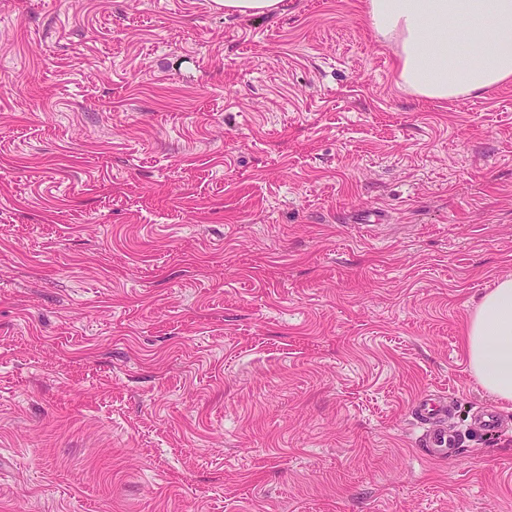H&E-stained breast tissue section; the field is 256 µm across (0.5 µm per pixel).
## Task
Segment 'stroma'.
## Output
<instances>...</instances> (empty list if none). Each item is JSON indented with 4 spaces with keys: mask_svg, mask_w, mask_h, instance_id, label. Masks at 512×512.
<instances>
[{
    "mask_svg": "<svg viewBox=\"0 0 512 512\" xmlns=\"http://www.w3.org/2000/svg\"><path fill=\"white\" fill-rule=\"evenodd\" d=\"M505 276L512 84L408 94L365 0H0V512H512ZM282 0H224L225 16L262 17L276 13ZM464 343L472 375L499 402L512 404V278L478 301ZM448 414V407L432 398H421L415 405L416 417L426 425L423 446L430 452L444 453L456 445L455 438L448 435V427L440 424V419Z\"/></svg>",
    "mask_w": 512,
    "mask_h": 512,
    "instance_id": "1",
    "label": "stroma"
}]
</instances>
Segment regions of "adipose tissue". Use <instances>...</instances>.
Wrapping results in <instances>:
<instances>
[{"instance_id":"adipose-tissue-1","label":"adipose tissue","mask_w":512,"mask_h":512,"mask_svg":"<svg viewBox=\"0 0 512 512\" xmlns=\"http://www.w3.org/2000/svg\"><path fill=\"white\" fill-rule=\"evenodd\" d=\"M366 14L412 95L450 101L512 82V0H366ZM464 343L472 375L512 404V278L478 301Z\"/></svg>"}]
</instances>
